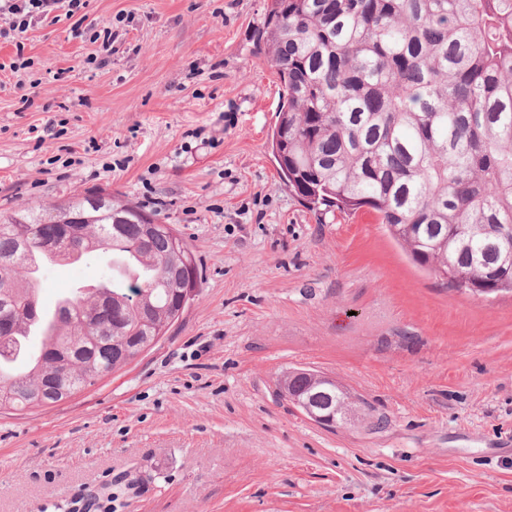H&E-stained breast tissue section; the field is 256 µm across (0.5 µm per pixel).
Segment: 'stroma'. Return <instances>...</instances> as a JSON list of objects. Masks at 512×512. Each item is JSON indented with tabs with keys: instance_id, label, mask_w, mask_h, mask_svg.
<instances>
[{
	"instance_id": "stroma-1",
	"label": "stroma",
	"mask_w": 512,
	"mask_h": 512,
	"mask_svg": "<svg viewBox=\"0 0 512 512\" xmlns=\"http://www.w3.org/2000/svg\"><path fill=\"white\" fill-rule=\"evenodd\" d=\"M267 3L88 0L0 39V212L118 192L201 272L133 362L0 410V512H100L108 488L114 512H512V296L447 287L372 210L319 215L282 185ZM107 271H42L41 310ZM292 368L380 425L310 420L279 395Z\"/></svg>"
}]
</instances>
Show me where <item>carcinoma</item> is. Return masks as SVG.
<instances>
[{
  "mask_svg": "<svg viewBox=\"0 0 512 512\" xmlns=\"http://www.w3.org/2000/svg\"><path fill=\"white\" fill-rule=\"evenodd\" d=\"M261 38L283 87L272 150L288 190L320 215L372 209L445 284L460 273L474 294L512 293V0H271ZM53 211L58 228L31 209L0 221V367L38 304L41 252L23 238L53 235L65 261L108 250L138 274L64 296L41 359L0 371V408L58 403L130 364L179 319L182 277L200 279L188 243L118 193ZM284 383L302 397L314 378Z\"/></svg>",
  "mask_w": 512,
  "mask_h": 512,
  "instance_id": "1",
  "label": "carcinoma"
}]
</instances>
